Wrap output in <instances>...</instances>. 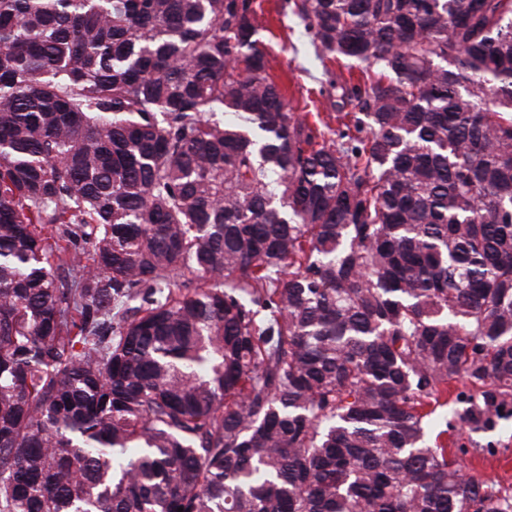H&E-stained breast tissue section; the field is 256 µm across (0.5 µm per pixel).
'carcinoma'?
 <instances>
[{
  "label": "carcinoma",
  "mask_w": 512,
  "mask_h": 512,
  "mask_svg": "<svg viewBox=\"0 0 512 512\" xmlns=\"http://www.w3.org/2000/svg\"><path fill=\"white\" fill-rule=\"evenodd\" d=\"M288 8L0 0V512H512V0ZM255 6L268 72L289 89L295 111L336 112V91L315 57L304 22L290 13L286 0H255ZM477 440L491 444L495 454L464 456V471L475 470L488 480L499 481L505 486L512 485V418L498 430Z\"/></svg>",
  "instance_id": "obj_1"
}]
</instances>
